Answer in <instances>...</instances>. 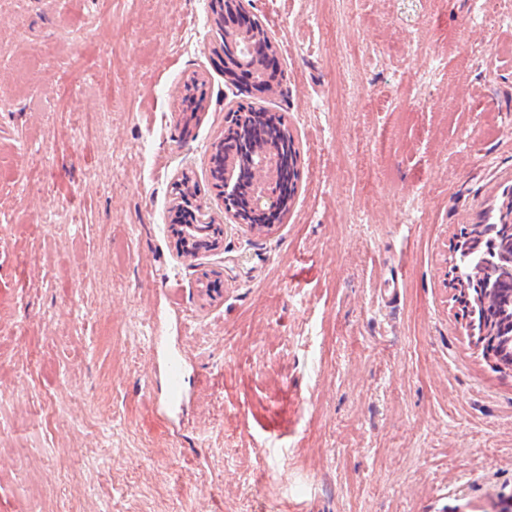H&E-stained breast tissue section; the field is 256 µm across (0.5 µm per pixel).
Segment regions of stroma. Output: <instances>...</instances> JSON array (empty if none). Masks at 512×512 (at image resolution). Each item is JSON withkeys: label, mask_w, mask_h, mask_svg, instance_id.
Listing matches in <instances>:
<instances>
[{"label": "stroma", "mask_w": 512, "mask_h": 512, "mask_svg": "<svg viewBox=\"0 0 512 512\" xmlns=\"http://www.w3.org/2000/svg\"><path fill=\"white\" fill-rule=\"evenodd\" d=\"M249 10L274 94L226 81L208 0H0V512H507L512 370L445 271L512 185V0ZM243 101L291 210L182 258L172 186L223 223Z\"/></svg>", "instance_id": "35a3bbf8"}]
</instances>
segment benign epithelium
<instances>
[{
	"mask_svg": "<svg viewBox=\"0 0 512 512\" xmlns=\"http://www.w3.org/2000/svg\"><path fill=\"white\" fill-rule=\"evenodd\" d=\"M213 22L221 34L218 53L224 55V75L233 81L240 74L246 76L251 86L268 93L277 92L278 80L269 72L278 69V50L264 24L244 6V0H211ZM212 153L224 156V174L213 182V187L224 199V224H239L258 232L272 229L265 218H278L286 210L294 195L290 175L296 157L284 155L276 148L261 145L260 158L248 170L245 194H229L236 184L239 170L238 156L224 151V140L212 146ZM195 223L210 224L215 230L208 251H218L224 245L223 224L212 223L203 208L194 214ZM178 253L195 259L200 250L190 245L191 224L172 225Z\"/></svg>",
	"mask_w": 512,
	"mask_h": 512,
	"instance_id": "benign-epithelium-1",
	"label": "benign epithelium"
}]
</instances>
